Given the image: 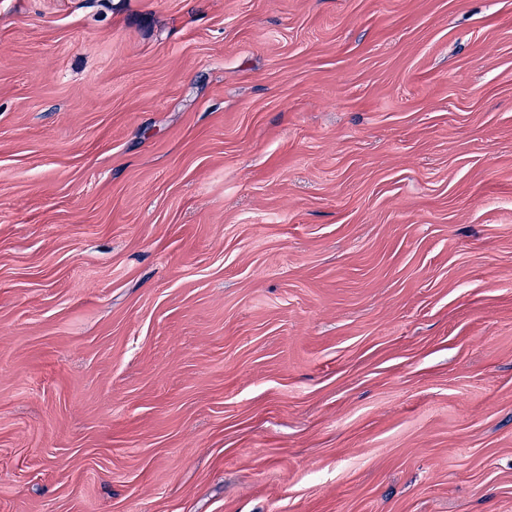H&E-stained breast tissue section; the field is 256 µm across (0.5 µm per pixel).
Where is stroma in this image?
Here are the masks:
<instances>
[{"label": "stroma", "mask_w": 512, "mask_h": 512, "mask_svg": "<svg viewBox=\"0 0 512 512\" xmlns=\"http://www.w3.org/2000/svg\"><path fill=\"white\" fill-rule=\"evenodd\" d=\"M0 512H512V0H0Z\"/></svg>", "instance_id": "obj_1"}]
</instances>
